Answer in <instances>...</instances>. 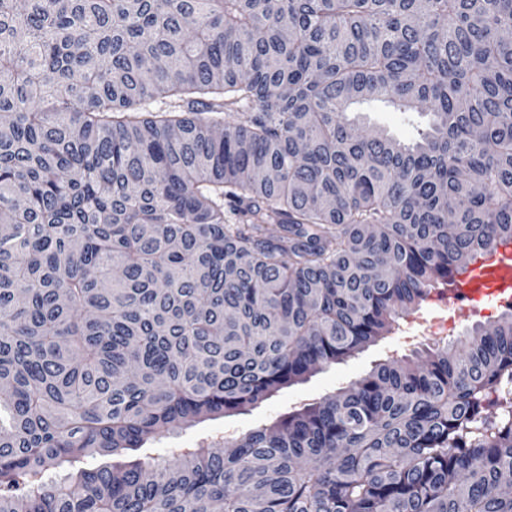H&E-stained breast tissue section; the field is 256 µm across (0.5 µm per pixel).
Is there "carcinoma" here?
I'll return each instance as SVG.
<instances>
[{"label": "carcinoma", "mask_w": 512, "mask_h": 512, "mask_svg": "<svg viewBox=\"0 0 512 512\" xmlns=\"http://www.w3.org/2000/svg\"><path fill=\"white\" fill-rule=\"evenodd\" d=\"M371 103L428 127L371 131ZM508 241L512 0H0V512H512V310L126 459Z\"/></svg>", "instance_id": "cac0c4a2"}]
</instances>
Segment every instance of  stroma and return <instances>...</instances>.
Returning <instances> with one entry per match:
<instances>
[{"mask_svg": "<svg viewBox=\"0 0 512 512\" xmlns=\"http://www.w3.org/2000/svg\"><path fill=\"white\" fill-rule=\"evenodd\" d=\"M371 127L382 129L402 141H409L416 126L425 125L426 117L415 112H393L363 106ZM504 309L495 300L475 303L471 312L460 314L457 307L439 308L432 299L402 312L395 330L384 339L346 361L322 369L306 381L284 388L271 398L243 414L208 417L190 424L171 427L148 441L138 452L143 461L173 460L178 449L197 445L222 447L225 440L242 435L258 426L269 425L304 404L321 400L366 375L380 362L415 356L428 346L443 345L462 338L473 326L493 325Z\"/></svg>", "mask_w": 512, "mask_h": 512, "instance_id": "35a3bbf8", "label": "stroma"}]
</instances>
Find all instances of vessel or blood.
I'll return each mask as SVG.
<instances>
[{
    "label": "vessel or blood",
    "mask_w": 512,
    "mask_h": 512,
    "mask_svg": "<svg viewBox=\"0 0 512 512\" xmlns=\"http://www.w3.org/2000/svg\"><path fill=\"white\" fill-rule=\"evenodd\" d=\"M498 251V257L489 260L478 258L449 286L437 291L436 300L462 306L466 302L487 297L498 300L501 305H511L512 244L501 245Z\"/></svg>",
    "instance_id": "b4317fda"
}]
</instances>
